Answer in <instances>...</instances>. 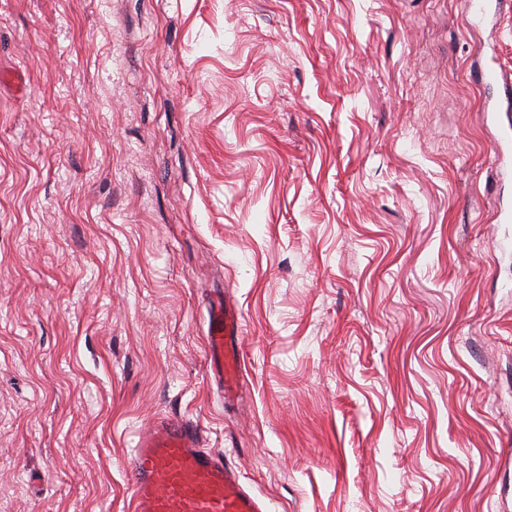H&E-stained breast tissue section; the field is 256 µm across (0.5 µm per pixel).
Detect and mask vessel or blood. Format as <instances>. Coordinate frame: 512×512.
<instances>
[{
    "label": "vessel or blood",
    "instance_id": "obj_1",
    "mask_svg": "<svg viewBox=\"0 0 512 512\" xmlns=\"http://www.w3.org/2000/svg\"><path fill=\"white\" fill-rule=\"evenodd\" d=\"M242 335L236 308H209L207 354L225 401L241 399ZM132 512H269L267 501L244 486L223 455L201 445L197 424L185 419L153 423L140 435L128 461Z\"/></svg>",
    "mask_w": 512,
    "mask_h": 512
}]
</instances>
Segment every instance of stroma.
I'll return each mask as SVG.
<instances>
[{
  "label": "stroma",
  "mask_w": 512,
  "mask_h": 512,
  "mask_svg": "<svg viewBox=\"0 0 512 512\" xmlns=\"http://www.w3.org/2000/svg\"><path fill=\"white\" fill-rule=\"evenodd\" d=\"M480 65L512 76L511 9L0 0V512H131L160 416L271 512H512V111ZM207 333L204 336L207 354L216 373L217 387L224 393V403L239 400L243 395L241 354L238 347L229 346L242 336L238 310L226 303L209 305Z\"/></svg>",
  "instance_id": "stroma-1"
}]
</instances>
